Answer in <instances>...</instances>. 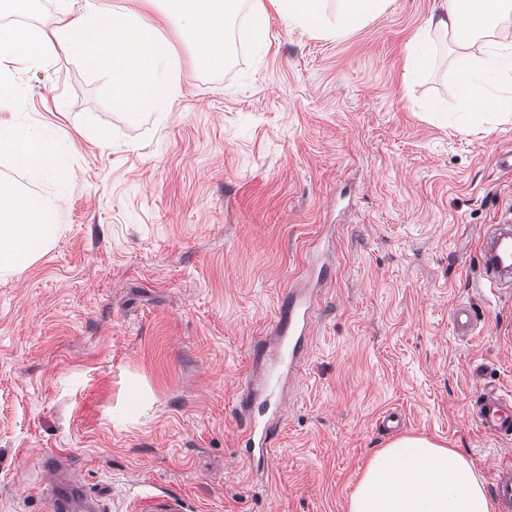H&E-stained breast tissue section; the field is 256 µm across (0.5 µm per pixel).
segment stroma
I'll return each instance as SVG.
<instances>
[{"label": "stroma", "instance_id": "stroma-1", "mask_svg": "<svg viewBox=\"0 0 512 512\" xmlns=\"http://www.w3.org/2000/svg\"><path fill=\"white\" fill-rule=\"evenodd\" d=\"M436 0H393L335 38L270 13L267 41L178 63L165 116L128 111L80 58L16 76L0 122L49 128L58 177L0 158L25 192L63 183L52 248L0 277V512H44L41 462L103 492V512L171 494L184 512H348L366 464L401 434L459 450L485 485L512 440L480 427V385L512 397V296L481 279L480 234L512 211V122L468 131L448 95L451 42L405 81L406 44ZM317 319L280 411L264 374L291 289ZM468 306L475 335L449 317ZM275 420L247 458L248 417Z\"/></svg>", "mask_w": 512, "mask_h": 512}]
</instances>
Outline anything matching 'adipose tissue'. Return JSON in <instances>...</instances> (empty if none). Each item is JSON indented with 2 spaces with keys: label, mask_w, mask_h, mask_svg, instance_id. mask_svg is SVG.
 I'll return each instance as SVG.
<instances>
[{
  "label": "adipose tissue",
  "mask_w": 512,
  "mask_h": 512,
  "mask_svg": "<svg viewBox=\"0 0 512 512\" xmlns=\"http://www.w3.org/2000/svg\"><path fill=\"white\" fill-rule=\"evenodd\" d=\"M177 18L196 50L200 69L222 67L225 40L240 0H145ZM324 0H250L252 34L263 39L269 11L286 26L336 37L380 16L389 0H337L328 19ZM512 0H440L406 45V77L434 63L432 35L452 39L456 77L449 93L462 123L493 114L512 117V30L500 27ZM483 50L474 51L478 38ZM78 55L95 72L108 73L113 98L130 109L171 111L179 87L170 52L144 14L104 13L99 0H56L51 26L18 25L0 31V105L11 101L13 78L59 55ZM62 147L53 134L30 130L23 120L0 123V156L39 176L58 174ZM64 194L45 199L0 179V272L18 273L48 251ZM473 465L457 450L424 437L404 436L376 451L350 498L348 512H495Z\"/></svg>",
  "instance_id": "ef3b65f1"
}]
</instances>
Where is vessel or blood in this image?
<instances>
[{
  "instance_id": "b4317fda",
  "label": "vessel or blood",
  "mask_w": 512,
  "mask_h": 512,
  "mask_svg": "<svg viewBox=\"0 0 512 512\" xmlns=\"http://www.w3.org/2000/svg\"><path fill=\"white\" fill-rule=\"evenodd\" d=\"M482 277L492 287L502 292L512 291V233L505 235L500 225H488L482 242ZM316 315L311 296L289 293L277 325L278 360L287 363L289 369L300 365V347L309 334ZM451 327L456 336L467 337L475 332L472 314L467 306H456L451 313ZM476 418L481 428L497 439L512 438V400L504 398L495 389L482 388ZM248 453L268 458L271 442L266 425L250 420L242 440ZM492 492L498 502L499 512H512V465L497 467ZM85 485L76 479L57 478L46 490V512H92L95 502Z\"/></svg>"
}]
</instances>
